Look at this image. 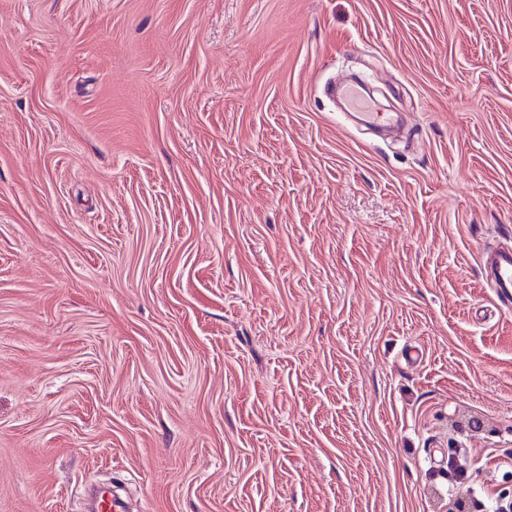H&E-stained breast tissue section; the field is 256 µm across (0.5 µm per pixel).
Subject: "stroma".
I'll return each instance as SVG.
<instances>
[{
  "label": "stroma",
  "mask_w": 512,
  "mask_h": 512,
  "mask_svg": "<svg viewBox=\"0 0 512 512\" xmlns=\"http://www.w3.org/2000/svg\"><path fill=\"white\" fill-rule=\"evenodd\" d=\"M498 243L512 0H0V512H496Z\"/></svg>",
  "instance_id": "obj_1"
}]
</instances>
